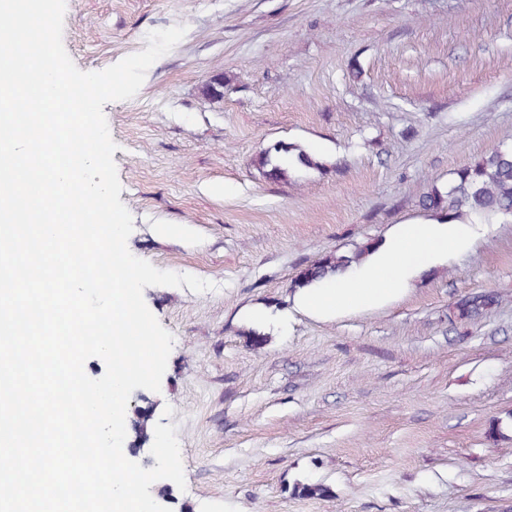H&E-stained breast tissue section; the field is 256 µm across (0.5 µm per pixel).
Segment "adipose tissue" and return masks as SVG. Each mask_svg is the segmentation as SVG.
I'll use <instances>...</instances> for the list:
<instances>
[{
    "mask_svg": "<svg viewBox=\"0 0 512 512\" xmlns=\"http://www.w3.org/2000/svg\"><path fill=\"white\" fill-rule=\"evenodd\" d=\"M467 238L457 224H407L358 273L336 278L306 295L304 307L317 310H365L396 293L409 276L461 247Z\"/></svg>",
    "mask_w": 512,
    "mask_h": 512,
    "instance_id": "1",
    "label": "adipose tissue"
}]
</instances>
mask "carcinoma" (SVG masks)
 Returning a JSON list of instances; mask_svg holds the SVG:
<instances>
[{
    "instance_id": "cac0c4a2",
    "label": "carcinoma",
    "mask_w": 512,
    "mask_h": 512,
    "mask_svg": "<svg viewBox=\"0 0 512 512\" xmlns=\"http://www.w3.org/2000/svg\"><path fill=\"white\" fill-rule=\"evenodd\" d=\"M292 163L310 169L323 167V163L305 149L282 143L268 148L259 158L258 166L269 178L285 181ZM419 206L449 223L498 224L512 221V146H498L455 169L445 187L430 183L419 198ZM374 249L373 245H365L352 252L331 253L302 271L294 286L304 288L341 276L361 265ZM497 304V294L484 291L457 302L453 315L460 320H471ZM150 421V410H135L131 425L137 442L130 445L131 451H139L140 444L147 439Z\"/></svg>"
}]
</instances>
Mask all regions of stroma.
Masks as SVG:
<instances>
[{"label": "stroma", "instance_id": "obj_1", "mask_svg": "<svg viewBox=\"0 0 512 512\" xmlns=\"http://www.w3.org/2000/svg\"><path fill=\"white\" fill-rule=\"evenodd\" d=\"M186 34L104 105L129 251L213 283L150 286L174 339L160 392L186 480L171 512H512V222L361 311L302 310L300 273L431 222L429 181L512 145V0H66L81 71ZM224 76V97L203 92ZM299 145L321 169L256 164ZM486 290L475 321L454 305ZM262 336L256 346L252 336ZM321 484L329 497L294 493Z\"/></svg>", "mask_w": 512, "mask_h": 512}]
</instances>
